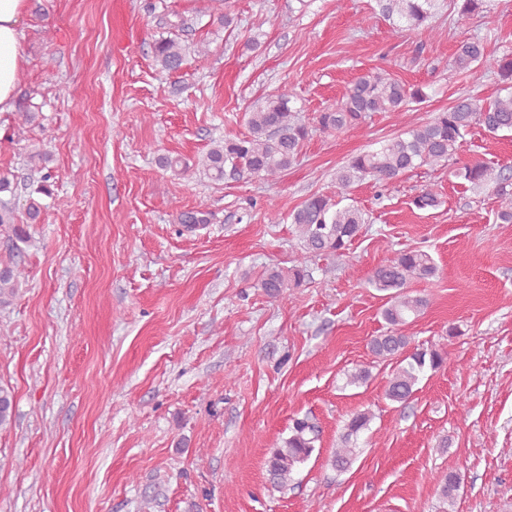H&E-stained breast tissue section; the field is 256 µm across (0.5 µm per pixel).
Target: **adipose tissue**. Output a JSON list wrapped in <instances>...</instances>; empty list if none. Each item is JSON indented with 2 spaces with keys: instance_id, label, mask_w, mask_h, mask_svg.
I'll return each instance as SVG.
<instances>
[{
  "instance_id": "ef3b65f1",
  "label": "adipose tissue",
  "mask_w": 512,
  "mask_h": 512,
  "mask_svg": "<svg viewBox=\"0 0 512 512\" xmlns=\"http://www.w3.org/2000/svg\"><path fill=\"white\" fill-rule=\"evenodd\" d=\"M28 0H0V112L14 107L18 75L26 55L20 21Z\"/></svg>"
}]
</instances>
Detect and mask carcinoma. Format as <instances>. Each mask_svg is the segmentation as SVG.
Returning a JSON list of instances; mask_svg holds the SVG:
<instances>
[{
	"label": "carcinoma",
	"mask_w": 512,
	"mask_h": 512,
	"mask_svg": "<svg viewBox=\"0 0 512 512\" xmlns=\"http://www.w3.org/2000/svg\"><path fill=\"white\" fill-rule=\"evenodd\" d=\"M438 0H379L382 14L393 21L396 30H425L432 32L428 21L433 17ZM189 47L168 37L156 40L154 61L166 73L180 71L186 62ZM454 67L462 72L478 69L496 74L503 81H512V58H496L486 51L484 38L475 36L461 43L453 58ZM427 94L420 85H409L381 74L364 75L350 85L336 108L320 112L315 125L297 120L290 106V95L280 89L268 94L265 100L248 112L250 135L213 142L204 159L211 178L220 181L225 175L245 174L266 180L280 178L296 162L305 141L316 130L341 132L361 124L374 112L400 113L411 102L425 101ZM479 125L497 134L512 132V91L503 97L485 102L477 97H461L448 109L437 112L424 123H413L401 135L384 140L377 148L353 157L336 170V198L313 194L288 213L295 225L301 255L297 265L288 270L272 266L264 270L254 283L272 300L282 298L290 288L300 287L308 276L309 260L321 255H341L348 249L367 224L365 213L352 206H340L341 199L352 184L369 178L381 186L392 185L400 176L419 167L442 166L460 150L468 128ZM474 189L492 188L498 199L497 217L512 223V177L485 162L473 159L456 171ZM420 210L440 204L439 194L425 186L413 199ZM0 232L7 234L12 248L0 256V306L9 304L26 284L25 269L16 260L18 243L26 242L27 230L15 223L12 207L0 205ZM437 273L432 256L423 250L397 253L376 267L369 283L382 291L391 292L383 319L390 330L373 338L371 352L379 359L401 357V364L391 375L386 398L404 403L415 392L420 374L427 368L443 367L447 352L442 349H421L405 353L409 344L401 328L416 318L428 306V300L407 289L412 279H431ZM14 393L0 385V430L12 425ZM372 420L370 412H358L348 421L340 437V445L331 465L338 472L350 470L357 458L360 433ZM319 439L318 426L308 417L293 422L289 437L270 448L266 472L270 486L282 491L290 486L293 474L315 451ZM461 477L450 472L438 484L440 497L452 507L457 499Z\"/></svg>",
	"instance_id": "1"
}]
</instances>
